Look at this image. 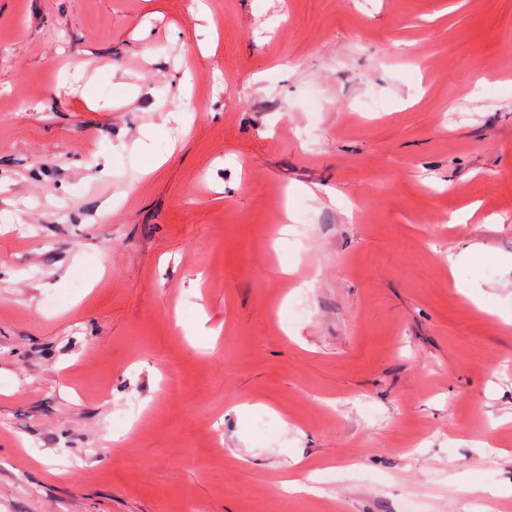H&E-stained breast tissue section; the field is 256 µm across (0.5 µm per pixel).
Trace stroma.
Listing matches in <instances>:
<instances>
[{"mask_svg":"<svg viewBox=\"0 0 512 512\" xmlns=\"http://www.w3.org/2000/svg\"><path fill=\"white\" fill-rule=\"evenodd\" d=\"M194 505H512V0H0V512Z\"/></svg>","mask_w":512,"mask_h":512,"instance_id":"35a3bbf8","label":"stroma"}]
</instances>
